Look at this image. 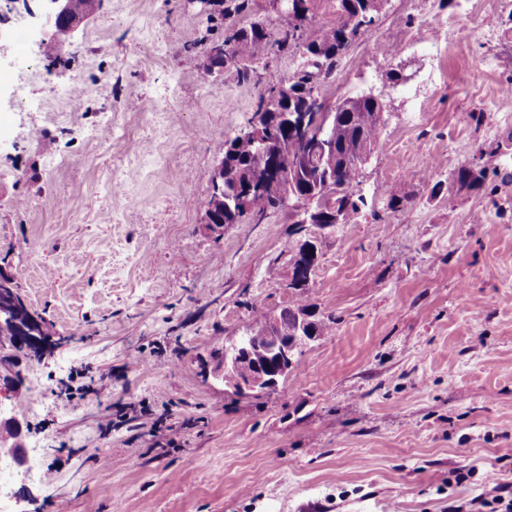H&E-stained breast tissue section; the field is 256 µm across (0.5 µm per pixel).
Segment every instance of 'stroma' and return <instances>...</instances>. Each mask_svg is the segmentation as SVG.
I'll list each match as a JSON object with an SVG mask.
<instances>
[{
  "label": "stroma",
  "mask_w": 512,
  "mask_h": 512,
  "mask_svg": "<svg viewBox=\"0 0 512 512\" xmlns=\"http://www.w3.org/2000/svg\"><path fill=\"white\" fill-rule=\"evenodd\" d=\"M226 34L184 0H104L61 49L41 0L0 11V69L32 38L51 75L19 104L0 78V270L67 338L0 391L44 472L22 470L26 499L0 488V512H488L486 489L512 488V0H387L319 86L328 106L381 96L384 123L360 212L306 230L302 294L333 321L259 398L204 370L254 310L295 302V226L208 224L204 204L216 134L304 60L214 81L202 55ZM73 82L80 110L48 121ZM107 113L118 136L85 139ZM475 162L481 185L452 181Z\"/></svg>",
  "instance_id": "1"
}]
</instances>
